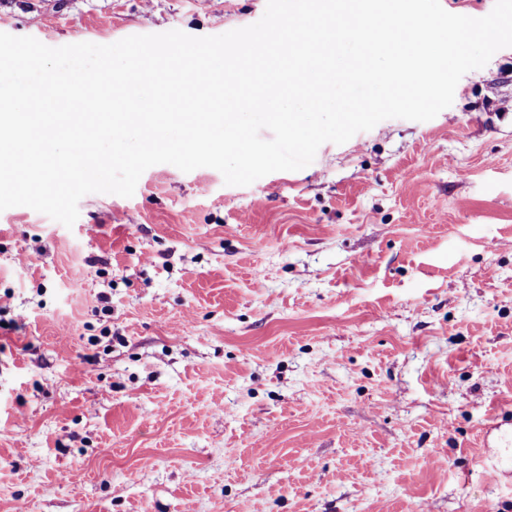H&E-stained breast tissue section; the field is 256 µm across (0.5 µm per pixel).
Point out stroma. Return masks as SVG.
Masks as SVG:
<instances>
[{
    "mask_svg": "<svg viewBox=\"0 0 512 512\" xmlns=\"http://www.w3.org/2000/svg\"><path fill=\"white\" fill-rule=\"evenodd\" d=\"M267 0H0L50 47ZM0 212V512H512V47L297 171Z\"/></svg>",
    "mask_w": 512,
    "mask_h": 512,
    "instance_id": "stroma-1",
    "label": "stroma"
}]
</instances>
